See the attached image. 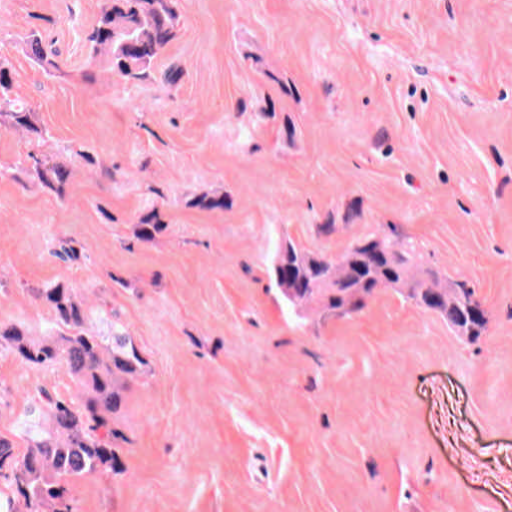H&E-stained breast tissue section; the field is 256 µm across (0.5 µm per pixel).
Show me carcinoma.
<instances>
[{
  "label": "carcinoma",
  "mask_w": 512,
  "mask_h": 512,
  "mask_svg": "<svg viewBox=\"0 0 512 512\" xmlns=\"http://www.w3.org/2000/svg\"><path fill=\"white\" fill-rule=\"evenodd\" d=\"M178 0H107L86 35L89 56L107 71L125 80L139 81L150 75L159 54L176 35ZM26 44L30 56L47 73L59 70L40 31L32 30ZM12 72L0 59V117L10 127L32 135L36 146L44 132L35 110L11 98ZM30 173L39 184L64 194L71 172L40 150L27 154ZM193 205L207 210L224 209V195L204 194ZM160 212L153 209L138 219L137 238L148 240L162 230ZM274 283L291 304L317 303L323 311L349 315L383 283L387 288L408 289L416 305L448 319V329L468 341L478 340L486 319L472 316L479 304L467 283L451 279L438 269L422 268L413 246L405 244L397 227L371 232L357 239L328 268L321 257L300 250L288 238L278 247L273 265ZM35 297L53 315L54 333L35 338L13 326L0 329V344L34 367L60 366L79 383L78 405L42 389L39 401L43 423L26 432V453L14 455V443L0 435V465L21 461L19 474L11 477L12 497L0 503L3 512H73L71 489L82 478L115 471L118 449L113 443L122 434L112 424L121 406L127 380L143 372L145 361L128 336L112 342L85 329L87 314L77 289L63 283L33 289Z\"/></svg>",
  "instance_id": "carcinoma-1"
}]
</instances>
